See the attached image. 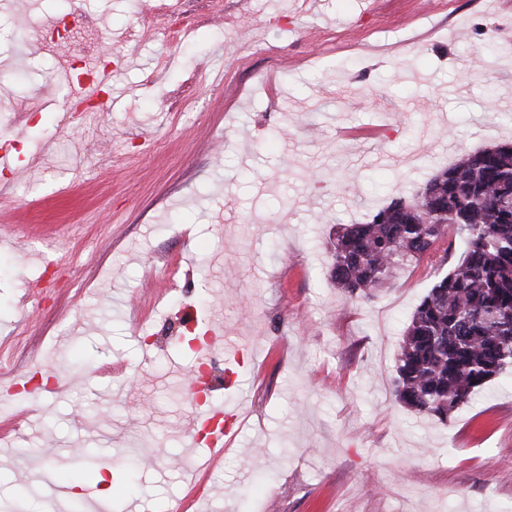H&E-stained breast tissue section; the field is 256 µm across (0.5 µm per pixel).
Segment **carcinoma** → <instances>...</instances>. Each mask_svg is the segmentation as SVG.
Masks as SVG:
<instances>
[{"instance_id": "carcinoma-1", "label": "carcinoma", "mask_w": 512, "mask_h": 512, "mask_svg": "<svg viewBox=\"0 0 512 512\" xmlns=\"http://www.w3.org/2000/svg\"><path fill=\"white\" fill-rule=\"evenodd\" d=\"M450 231L464 249L408 317L394 379L403 407L441 422L512 368V144L462 155L411 199L340 225L327 246L334 287L368 296L436 252Z\"/></svg>"}]
</instances>
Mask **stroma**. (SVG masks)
Instances as JSON below:
<instances>
[{"instance_id":"1","label":"stroma","mask_w":512,"mask_h":512,"mask_svg":"<svg viewBox=\"0 0 512 512\" xmlns=\"http://www.w3.org/2000/svg\"><path fill=\"white\" fill-rule=\"evenodd\" d=\"M75 11L95 37L42 43ZM488 38L512 41V0H0V369L69 381L0 417V512H71L64 482L107 458L105 512L192 490L199 512H512V372L448 422L406 410L395 363L432 266L350 298L324 249L512 139V51ZM197 307L243 350L208 370L243 424L201 473L196 354L172 349Z\"/></svg>"}]
</instances>
